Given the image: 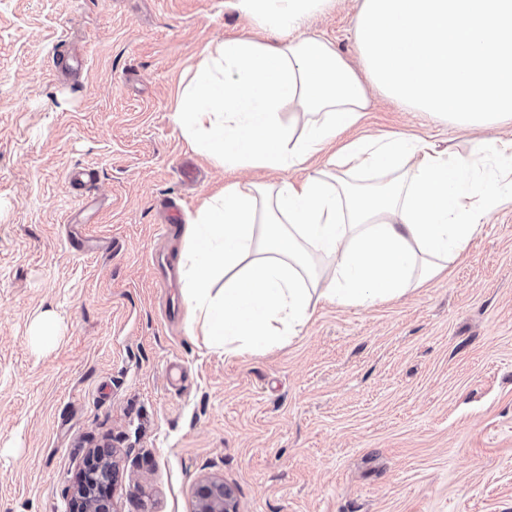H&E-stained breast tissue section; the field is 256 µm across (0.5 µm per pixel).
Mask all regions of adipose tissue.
Listing matches in <instances>:
<instances>
[{
  "label": "adipose tissue",
  "mask_w": 512,
  "mask_h": 512,
  "mask_svg": "<svg viewBox=\"0 0 512 512\" xmlns=\"http://www.w3.org/2000/svg\"><path fill=\"white\" fill-rule=\"evenodd\" d=\"M332 2L233 0L278 40L218 41L181 92L177 123L216 164L299 169L359 121L368 91L357 72L300 33ZM288 105L308 116L300 133L282 124ZM509 201L512 139L476 141L464 160L414 135L355 139L302 182H236L204 200L182 256L184 298L211 348L266 351L294 337L313 299L367 306L433 280ZM312 253L333 258L330 276L317 278Z\"/></svg>",
  "instance_id": "obj_1"
}]
</instances>
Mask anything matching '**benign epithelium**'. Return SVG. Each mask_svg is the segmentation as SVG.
<instances>
[{
	"instance_id": "obj_1",
	"label": "benign epithelium",
	"mask_w": 512,
	"mask_h": 512,
	"mask_svg": "<svg viewBox=\"0 0 512 512\" xmlns=\"http://www.w3.org/2000/svg\"><path fill=\"white\" fill-rule=\"evenodd\" d=\"M110 449L95 448L84 458L76 478L69 512H112L109 489L115 470L105 467ZM195 512H238L232 490L224 480L208 478L194 488Z\"/></svg>"
}]
</instances>
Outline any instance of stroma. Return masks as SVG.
Returning <instances> with one entry per match:
<instances>
[{
	"instance_id": "obj_1",
	"label": "stroma",
	"mask_w": 512,
	"mask_h": 512,
	"mask_svg": "<svg viewBox=\"0 0 512 512\" xmlns=\"http://www.w3.org/2000/svg\"><path fill=\"white\" fill-rule=\"evenodd\" d=\"M360 0L307 36L361 68ZM226 0H0V512H67L88 449L114 452L113 512H512V204L447 272L369 307L318 303L298 336L227 356L165 319L158 255L234 181L175 121L209 43L260 36ZM337 144L473 135L369 87ZM52 316L57 341L37 340ZM195 512H238L232 490L224 480L208 478L194 488Z\"/></svg>"
}]
</instances>
